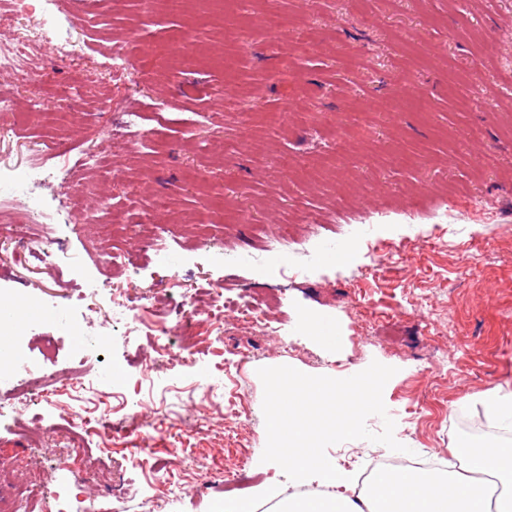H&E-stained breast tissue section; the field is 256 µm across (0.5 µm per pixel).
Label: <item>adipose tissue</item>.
Masks as SVG:
<instances>
[{
  "label": "adipose tissue",
  "instance_id": "adipose-tissue-1",
  "mask_svg": "<svg viewBox=\"0 0 512 512\" xmlns=\"http://www.w3.org/2000/svg\"><path fill=\"white\" fill-rule=\"evenodd\" d=\"M287 384L289 413L296 417L319 407L336 410L354 395L364 405L378 403L377 385L372 381L345 380L317 390L291 376ZM281 430L280 421H271L269 456L287 460L290 473L298 477L317 470L322 489L282 498L278 512H512V449L490 446L473 452L456 444L449 453L459 466L449 477L383 470L360 493L356 477L331 461L305 452L284 457L278 438Z\"/></svg>",
  "mask_w": 512,
  "mask_h": 512
}]
</instances>
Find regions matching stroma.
Masks as SVG:
<instances>
[{"label": "stroma", "instance_id": "obj_1", "mask_svg": "<svg viewBox=\"0 0 512 512\" xmlns=\"http://www.w3.org/2000/svg\"><path fill=\"white\" fill-rule=\"evenodd\" d=\"M57 60L0 75L18 137L0 153L48 146L35 197L55 214V264L33 242L0 245V295L32 300L23 338L50 317L45 363L58 395L0 417V479L31 480L51 502L75 473L130 467L116 512H210L217 473L247 440L242 496L291 474L266 461L273 376L379 380L357 434L318 455L366 470L376 454H432L440 471L463 421L512 434L483 397L512 396V0H189L145 17L140 0H65ZM153 57L145 78L112 69L113 45ZM150 142L114 155L122 112ZM100 170L85 169L83 154ZM83 190L71 208L58 179ZM290 225L297 244L258 238ZM161 239L157 261L148 243ZM350 245L344 260L336 248ZM224 287V328L193 354L179 300ZM125 297L164 325L172 360L143 373L153 337L108 316ZM263 302L276 335L237 330L235 305ZM333 327L324 345L312 324ZM245 414H238V406ZM99 432L75 444V414ZM153 457L186 484L157 508L137 469Z\"/></svg>", "mask_w": 512, "mask_h": 512}]
</instances>
